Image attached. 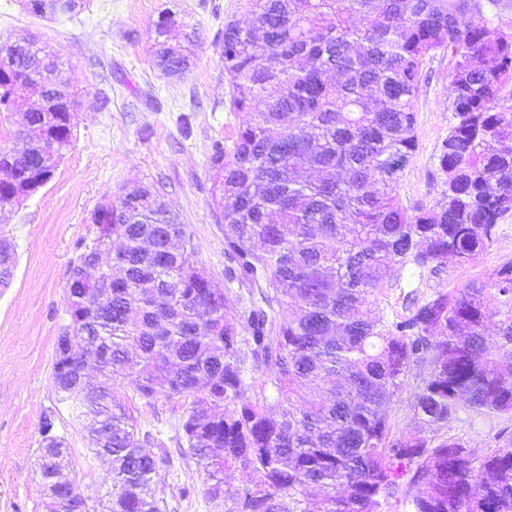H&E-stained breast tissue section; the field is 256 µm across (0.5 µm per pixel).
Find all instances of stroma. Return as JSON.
I'll use <instances>...</instances> for the list:
<instances>
[{
  "instance_id": "1",
  "label": "stroma",
  "mask_w": 512,
  "mask_h": 512,
  "mask_svg": "<svg viewBox=\"0 0 512 512\" xmlns=\"http://www.w3.org/2000/svg\"><path fill=\"white\" fill-rule=\"evenodd\" d=\"M176 12L199 34L192 65L169 78L154 63L153 24L161 11ZM247 0H82L74 13L50 19L30 13L24 0H0V43L38 39L59 56L62 75L79 105L73 143L55 164L54 175L36 193L0 210V238L17 258L10 287L0 288V512H46V488L39 462L42 427L51 421L66 453L62 475L92 500L105 499L106 465L88 451V433L53 380L57 340L69 322L67 287L84 244L93 237L97 207L116 199L131 182L162 187L191 239L194 258L223 289L225 308L242 304L244 289L227 288L224 231L215 217L209 157L214 141H229L242 122L230 108L219 42L224 25L251 20ZM452 54L440 53L426 68L415 102L418 148L398 183L407 201H441L438 147L451 114ZM512 260V215L498 239L476 262L449 264L445 274L427 277L421 289L448 292L485 280ZM141 430L154 443L146 452L162 458L160 479L175 512H210L203 477L185 460L175 429L188 399L145 402L134 376L117 388ZM504 420L461 416L444 432L485 454L498 446Z\"/></svg>"
}]
</instances>
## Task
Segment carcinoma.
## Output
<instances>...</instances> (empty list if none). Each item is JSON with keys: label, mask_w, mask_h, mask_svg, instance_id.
I'll use <instances>...</instances> for the list:
<instances>
[{"label": "carcinoma", "mask_w": 512, "mask_h": 512, "mask_svg": "<svg viewBox=\"0 0 512 512\" xmlns=\"http://www.w3.org/2000/svg\"><path fill=\"white\" fill-rule=\"evenodd\" d=\"M254 25L224 24L221 57L234 112L248 114L232 145L210 156L225 279L248 289L229 314L224 293L194 259L180 216L154 183L137 181L92 217L113 255L112 294L85 304L110 270L73 279L67 293L75 362L100 371L95 390L73 394L64 363L53 379L85 423L88 451L109 461L112 512H168L159 461L116 386L137 374L141 399L189 397L176 428L182 454L205 474L204 496L224 512H380L410 476L412 512H512V432L478 455L454 438L392 433L388 407L418 379L410 422L434 431L462 414L512 418V262L493 287L403 296V312L374 315L396 272L445 273L496 242L512 214V32L491 25L502 0H250ZM78 0H41L39 15ZM195 28L164 11L154 58L166 75L189 55L170 46ZM35 43L0 57V108L35 60ZM455 57L452 119L437 155L439 207L403 203L396 183L417 149L426 61ZM56 123L30 113L29 136L63 155L70 112ZM38 147L19 165L0 149V208L52 178ZM15 254L0 257L9 287ZM286 308L276 318L275 307ZM264 366L248 381L247 358ZM427 374H420V370ZM277 398L272 409L269 395ZM248 475L224 484V469Z\"/></svg>", "instance_id": "carcinoma-1"}]
</instances>
